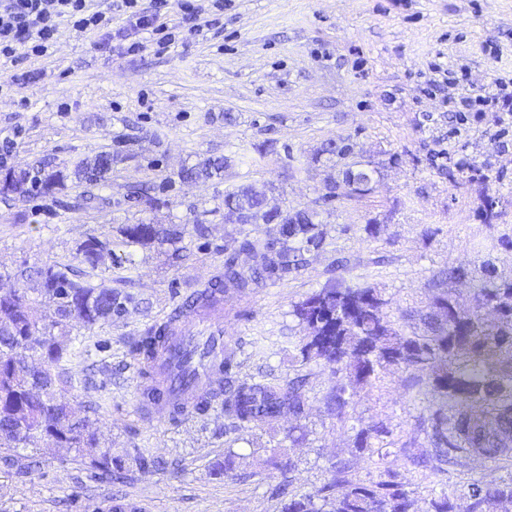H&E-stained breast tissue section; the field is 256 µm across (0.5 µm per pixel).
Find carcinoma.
<instances>
[{
    "mask_svg": "<svg viewBox=\"0 0 512 512\" xmlns=\"http://www.w3.org/2000/svg\"><path fill=\"white\" fill-rule=\"evenodd\" d=\"M114 156L101 154L73 173L65 168L30 176L11 169L0 176V193L22 198L50 195L65 187L69 177L96 184L112 169ZM224 171V161L207 160L181 172L184 180L210 178ZM352 195L369 191L370 176L364 171L346 172ZM224 209L237 212L249 223L259 220L273 228L263 238H246L240 250L252 258L248 270L237 257L224 259V272L207 286L190 295L170 318L149 327L132 347L143 364L142 397L154 401L165 381L157 380L153 363L157 353L173 335L182 316L206 309L216 294L228 287L244 291L253 286L274 284L298 272L307 254L322 247L325 232L305 210H268L265 193L243 186L224 193ZM123 255L113 258L122 267L130 261L127 249L178 243L177 231L162 224H127L120 229ZM104 247L90 235L80 245V262L95 266ZM40 292L53 300L57 320L40 327L29 313V297L18 290L0 291V456L3 464L26 475L32 465L11 454L13 448H38L52 442L62 448H96L99 443L96 409L75 417L66 398L72 377L64 362L70 357L72 323L87 329L119 317L132 298L112 288H96L75 274L68 264L54 263L34 271ZM475 306L460 311L449 293L436 298L420 315L423 330L406 333L387 307L389 301L376 290L347 285L341 281L322 288L293 306L292 315L307 331L299 348L302 361L321 362L331 368L336 384L331 389L328 411L339 422L350 418L358 392L373 389L386 371L410 372V386L424 392L428 406L419 427L425 431L429 448L421 463L447 472L466 466L473 457L487 462L512 461V277L486 270L483 288L474 295ZM494 314V320L486 313ZM231 358L224 359V418L236 430L275 422L283 417L297 422L306 412V379L295 377L282 384L263 378L242 379L233 371ZM359 452L406 454L408 444L392 439L382 422L360 426L354 434ZM89 466L105 474L122 468L108 448L89 460ZM512 500V480L471 478L463 489L450 493L445 488L432 492L427 512H491ZM413 491L399 470L388 467L377 481L351 477L349 467L334 463L330 478L315 493L293 496L282 512H412Z\"/></svg>",
    "mask_w": 512,
    "mask_h": 512,
    "instance_id": "1",
    "label": "carcinoma"
}]
</instances>
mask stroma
<instances>
[{"label":"stroma","mask_w":512,"mask_h":512,"mask_svg":"<svg viewBox=\"0 0 512 512\" xmlns=\"http://www.w3.org/2000/svg\"><path fill=\"white\" fill-rule=\"evenodd\" d=\"M111 29H61L51 53L0 63V137L11 136L8 169L74 168L103 152L114 161L97 186L68 180L36 200L0 196V273L75 264L87 235L119 241L140 222L180 229L184 260L171 247H137L115 268L103 255L92 283L128 293L125 315L88 330L73 324L67 367L76 414L98 409L102 446L124 459L120 479L75 460L72 450L21 448L40 465L19 477L0 465V512H281L289 496L315 492L342 461L353 477L379 479L399 469L426 512L432 489L457 490L481 473L497 479L512 465L469 461L448 474L408 457L356 451L355 426L381 422L420 454L418 426L427 402L405 372L385 374L356 398L351 423L327 410L336 379L303 363L304 331L295 303L327 284L373 288L391 311L412 314L442 290L472 307L484 266L512 277V123L468 113L459 130L448 98L478 97L496 79L512 80V0H224V12L201 33L167 50L127 52ZM441 72H432V65ZM32 70L29 81L15 74ZM348 144L349 155L329 153ZM224 157L223 175L181 181L179 172ZM371 177L353 196L347 171ZM250 184L270 206L306 209L326 240L305 267L283 281L224 295V349L242 378L277 383L305 377L303 436L287 438L288 420L237 431L221 408L172 421L150 415L130 345L163 321L192 291L224 269L245 236L265 224L224 220L225 189ZM156 188L163 203L131 204L132 192ZM456 277L445 280L447 272ZM234 450L232 474L213 468ZM144 451L153 466L126 460ZM284 452L287 473L267 469Z\"/></svg>","instance_id":"stroma-1"}]
</instances>
